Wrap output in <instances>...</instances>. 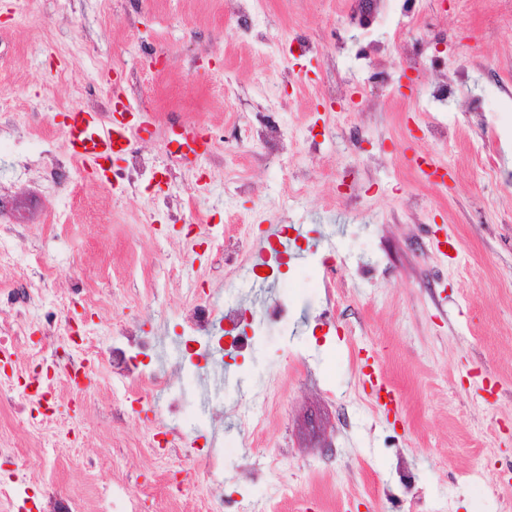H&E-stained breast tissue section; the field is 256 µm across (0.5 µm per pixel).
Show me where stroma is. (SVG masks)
I'll list each match as a JSON object with an SVG mask.
<instances>
[{
	"instance_id": "1",
	"label": "stroma",
	"mask_w": 512,
	"mask_h": 512,
	"mask_svg": "<svg viewBox=\"0 0 512 512\" xmlns=\"http://www.w3.org/2000/svg\"><path fill=\"white\" fill-rule=\"evenodd\" d=\"M234 2L0 0V243L24 265L0 270V309L23 313L35 293L65 328L94 291L89 328L149 331L173 381L152 392L104 361L85 393L58 390L54 419L77 427L76 446L40 447L21 430L14 443L60 493L25 484L0 512H70L79 498L98 512L91 468L141 512H200L216 430L224 512H267L273 461L295 492L278 512H512V0H416L410 20L383 0L366 29L346 20L351 0H253L244 15ZM364 41L386 81L354 59ZM412 57L423 66L402 93ZM462 67L461 94L428 98ZM116 80L156 116L159 135L136 143L146 174L128 178L125 157L118 181L63 168V114L107 112ZM269 114L283 119L280 163L257 139ZM179 125L209 132L213 153L180 163L162 138ZM487 141L494 180L476 161ZM421 155L446 183L421 173ZM297 184L307 194L293 201ZM281 224L302 226L308 247L258 279L254 251ZM194 295L242 306L262 330L244 354L225 352L223 371L177 364L170 315ZM279 298L287 316H265ZM367 356L400 412L374 410ZM268 391L278 404L256 434L245 416ZM149 427L195 432L172 452L181 489L138 451Z\"/></svg>"
}]
</instances>
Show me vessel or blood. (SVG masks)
I'll use <instances>...</instances> for the list:
<instances>
[{
  "label": "vessel or blood",
  "instance_id": "vessel-or-blood-1",
  "mask_svg": "<svg viewBox=\"0 0 512 512\" xmlns=\"http://www.w3.org/2000/svg\"><path fill=\"white\" fill-rule=\"evenodd\" d=\"M155 119L148 110H141L135 122L112 114L73 109L67 112L63 131L70 156L103 171L106 162L128 153L137 138L152 135ZM374 405L385 412L398 411L400 396L395 386L381 373H366Z\"/></svg>",
  "mask_w": 512,
  "mask_h": 512
}]
</instances>
